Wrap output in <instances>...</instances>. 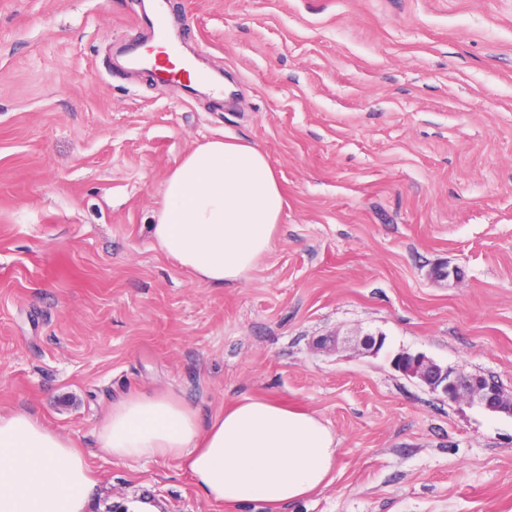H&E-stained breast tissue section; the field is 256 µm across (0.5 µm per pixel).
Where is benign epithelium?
<instances>
[{"label": "benign epithelium", "instance_id": "benign-epithelium-1", "mask_svg": "<svg viewBox=\"0 0 512 512\" xmlns=\"http://www.w3.org/2000/svg\"><path fill=\"white\" fill-rule=\"evenodd\" d=\"M401 355L396 369L420 380L431 391L452 402L464 401L491 413L512 416V394H507L494 376L444 367L422 353L403 351Z\"/></svg>", "mask_w": 512, "mask_h": 512}]
</instances>
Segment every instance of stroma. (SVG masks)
<instances>
[{
  "mask_svg": "<svg viewBox=\"0 0 512 512\" xmlns=\"http://www.w3.org/2000/svg\"><path fill=\"white\" fill-rule=\"evenodd\" d=\"M170 2L229 99L126 66L149 0H0V413L85 449L88 512H263L100 447L113 402L151 391L204 422L251 396L330 424L331 483L285 512H512V417L391 363L421 352L512 393V0ZM216 136L261 148L286 200L224 288L150 232L169 173Z\"/></svg>",
  "mask_w": 512,
  "mask_h": 512,
  "instance_id": "stroma-1",
  "label": "stroma"
}]
</instances>
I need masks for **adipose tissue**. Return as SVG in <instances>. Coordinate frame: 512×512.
<instances>
[{
  "instance_id": "1",
  "label": "adipose tissue",
  "mask_w": 512,
  "mask_h": 512,
  "mask_svg": "<svg viewBox=\"0 0 512 512\" xmlns=\"http://www.w3.org/2000/svg\"><path fill=\"white\" fill-rule=\"evenodd\" d=\"M285 207L266 154L239 139L199 143L164 183L151 233L158 249L194 281L233 285L271 251ZM118 460L177 462L205 499L260 503L282 512L327 486L339 450L314 414L246 397L201 425L172 393L113 402L98 430ZM97 483L75 443L24 411L0 413V512H87Z\"/></svg>"
}]
</instances>
